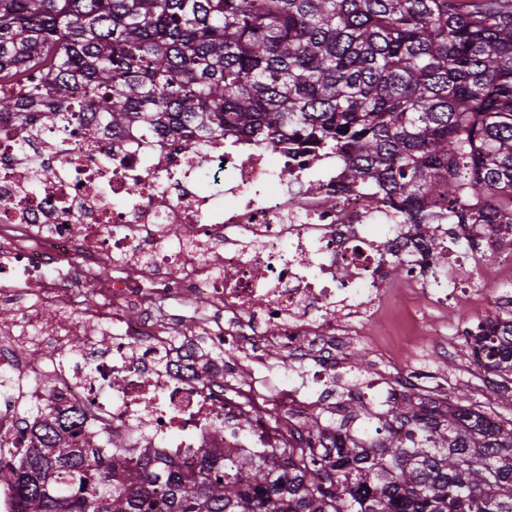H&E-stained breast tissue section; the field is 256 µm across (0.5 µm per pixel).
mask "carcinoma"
I'll use <instances>...</instances> for the list:
<instances>
[{"instance_id":"carcinoma-1","label":"carcinoma","mask_w":512,"mask_h":512,"mask_svg":"<svg viewBox=\"0 0 512 512\" xmlns=\"http://www.w3.org/2000/svg\"><path fill=\"white\" fill-rule=\"evenodd\" d=\"M2 118L90 143L134 128L330 150L425 249L443 248L437 224H487L512 255V0H0ZM482 339L512 403V311ZM454 395L377 415L342 399L330 446L311 416L286 448L206 452L178 478L31 407L0 488L16 512H512V427L485 435L467 386Z\"/></svg>"}]
</instances>
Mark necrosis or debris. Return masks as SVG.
Wrapping results in <instances>:
<instances>
[{"instance_id":"necrosis-or-debris-1","label":"necrosis or debris","mask_w":512,"mask_h":512,"mask_svg":"<svg viewBox=\"0 0 512 512\" xmlns=\"http://www.w3.org/2000/svg\"><path fill=\"white\" fill-rule=\"evenodd\" d=\"M182 225L191 237H172ZM419 241L390 198L348 186L316 151L273 156L243 135L176 147L136 132L59 149L0 120V306L13 311L0 321V366L17 373L0 387V446H26L25 399L184 463L204 448L285 447L299 417L320 409L321 397L268 375L216 392L200 336L261 367L274 350L314 363L322 386L365 347L405 372L366 399L378 411L413 390L415 357L452 348L442 312L486 327L498 300L476 285L482 260L434 256ZM391 259L409 270L398 288ZM188 294L206 296L210 315H158ZM75 335L109 342L73 352ZM230 416L251 418L248 431L225 432Z\"/></svg>"}]
</instances>
